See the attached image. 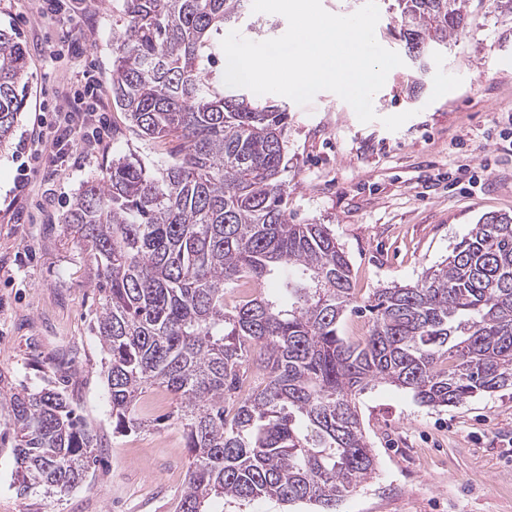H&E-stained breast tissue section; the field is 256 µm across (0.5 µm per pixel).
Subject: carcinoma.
I'll list each match as a JSON object with an SVG mask.
<instances>
[{"label":"carcinoma","instance_id":"cac0c4a2","mask_svg":"<svg viewBox=\"0 0 512 512\" xmlns=\"http://www.w3.org/2000/svg\"><path fill=\"white\" fill-rule=\"evenodd\" d=\"M112 105L151 159L112 157L62 216L103 293L95 327L112 432L141 431L145 391L176 401L192 457L179 512L215 499L336 507L376 458L354 403L371 383L437 408L512 387V215L481 217L410 285L357 304L349 258L326 224H292L288 112L226 91L224 28L244 0H117ZM408 53L425 60L464 29L469 0H395ZM27 51L0 30V144L27 105ZM280 279L279 292L260 290ZM255 294L233 305L228 287ZM369 312L367 336L339 334ZM22 494L82 482L102 438L44 388H5Z\"/></svg>","mask_w":512,"mask_h":512}]
</instances>
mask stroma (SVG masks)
<instances>
[{"label":"stroma","mask_w":512,"mask_h":512,"mask_svg":"<svg viewBox=\"0 0 512 512\" xmlns=\"http://www.w3.org/2000/svg\"><path fill=\"white\" fill-rule=\"evenodd\" d=\"M40 19L35 0H0V28L26 46L27 107L0 149V376L14 387L62 386L104 446L84 480L62 493L18 494L13 432L0 424V512H175L190 455L168 414L172 396L148 391L138 405L154 425L113 433L104 354L94 331L101 293L85 246L61 218L113 155L152 156L150 142L113 133L111 93L96 106L105 126L80 142L65 174L37 171L41 114L79 88L84 71L112 72V0H63ZM376 38L404 56L373 97L375 121L361 123L330 91L306 105L275 96L288 112L286 168L292 223L329 225L352 267L358 299L391 284H412L448 257L487 213L512 215V145L499 132L512 116V17L475 0L464 34L426 67L407 59L395 0H377ZM78 23L73 54L62 27ZM240 35H283L279 14L244 8ZM410 112L396 131L383 117ZM477 182L452 188L457 169ZM377 458L373 478L338 512H512V389L432 409L378 383L355 400Z\"/></svg>","instance_id":"1"}]
</instances>
